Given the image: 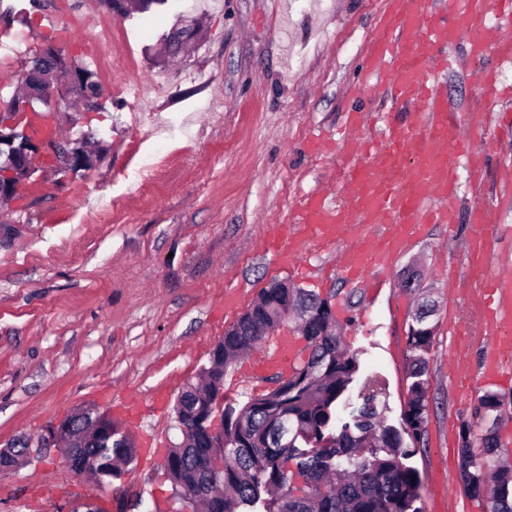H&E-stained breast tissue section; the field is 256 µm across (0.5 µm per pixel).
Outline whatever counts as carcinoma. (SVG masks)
<instances>
[{
  "instance_id": "cac0c4a2",
  "label": "carcinoma",
  "mask_w": 512,
  "mask_h": 512,
  "mask_svg": "<svg viewBox=\"0 0 512 512\" xmlns=\"http://www.w3.org/2000/svg\"><path fill=\"white\" fill-rule=\"evenodd\" d=\"M49 70L66 77L69 98L85 110L97 108L101 86L87 66L49 43ZM54 160L74 170L90 156L82 142L62 143L51 137ZM307 312L303 325L308 351L291 368L285 383L242 403H224V447H209L204 415L218 385L242 356L261 348L266 325L287 307ZM433 306H420L408 328L409 399L403 427L381 421L380 389L366 387L363 402L344 421L336 407L359 370L344 345L327 301L304 288H265L252 310L224 332L202 368L203 382L190 383L177 397L174 413L186 428L169 449L164 464L175 501L173 512H423L418 472L405 460L423 443L428 420V355L434 343L428 322ZM506 398L486 391L473 415L486 421L478 443L464 425L460 477L466 495L483 512H512V465L500 461L498 415ZM75 467L86 469L100 484L123 478L138 461L139 448L125 430L103 413L68 417ZM409 436L413 446L404 442ZM296 461V471L288 469ZM302 484L293 482L294 476Z\"/></svg>"
}]
</instances>
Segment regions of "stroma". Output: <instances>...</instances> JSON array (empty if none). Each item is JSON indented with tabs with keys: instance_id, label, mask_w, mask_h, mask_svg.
<instances>
[{
	"instance_id": "obj_1",
	"label": "stroma",
	"mask_w": 512,
	"mask_h": 512,
	"mask_svg": "<svg viewBox=\"0 0 512 512\" xmlns=\"http://www.w3.org/2000/svg\"><path fill=\"white\" fill-rule=\"evenodd\" d=\"M386 0H168L128 17L105 0H0V99L21 83L32 52L51 43L89 65L102 88L99 108L61 112L58 137L94 134L103 155L92 167L50 170L37 157L34 176L0 208V442L39 435L78 408L96 406L121 421L137 416L136 441L158 448L152 464H137L122 481L98 485L62 461L32 459L0 476V512H86L110 508L124 491L166 499L168 449L179 442L174 405L196 379L214 344L271 282L292 283L329 299L359 373L338 407L347 416L366 384L381 388L384 421L402 427L410 378L407 332L419 299L401 276L418 265L421 284L438 307L431 322L429 415L425 449L411 457L422 481L423 512L452 499L456 512H481L460 481V434L479 430L471 406L459 405L449 363L466 350L474 395H512V382L492 385L479 373L480 350L464 349L466 328L449 274L466 275L471 226L465 214L492 206L499 222L490 238L495 260L512 262V197L494 183L483 192L458 172L463 219L455 227L427 225L385 273L379 288H352L337 279L336 252L310 248L302 273L278 267L265 248L270 225L291 217L298 195L333 193L331 159L311 157V137L338 139L345 113L358 106L353 86L363 50ZM55 15L83 12L93 26L62 36L47 27ZM201 31L190 54L168 57L162 36L183 18ZM461 65L439 79L458 114L482 99L475 70H494L495 49L478 58L457 48ZM165 86L140 100L146 82ZM173 136L148 172L149 151L126 157L145 114ZM249 357L224 378L227 400L268 389L249 371Z\"/></svg>"
}]
</instances>
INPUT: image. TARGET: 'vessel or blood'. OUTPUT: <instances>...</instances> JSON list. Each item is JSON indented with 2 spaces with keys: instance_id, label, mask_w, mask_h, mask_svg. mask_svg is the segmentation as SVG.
I'll list each match as a JSON object with an SVG mask.
<instances>
[{
  "instance_id": "obj_1",
  "label": "vessel or blood",
  "mask_w": 512,
  "mask_h": 512,
  "mask_svg": "<svg viewBox=\"0 0 512 512\" xmlns=\"http://www.w3.org/2000/svg\"><path fill=\"white\" fill-rule=\"evenodd\" d=\"M471 56L494 45L502 65L512 67V0H447L438 15L432 0H387L356 82L358 95L377 98L393 88L395 103L408 108L411 121H384L379 135L362 134L364 115L350 110L346 126L352 147H339L348 193L336 203L320 192L300 196L295 224L272 236L280 264L293 265L313 244H341L340 270L358 280L369 269L383 273L429 224H454L460 209L456 181L467 168L483 187L489 153L474 148L470 133L485 127L501 102L495 74L480 72L486 106L456 118L436 86L437 65L456 44ZM467 305L475 312L470 334L486 348L489 378L512 376V266L488 270L489 232L495 214L472 208ZM299 355L293 337L264 348L256 367L285 370Z\"/></svg>"
}]
</instances>
